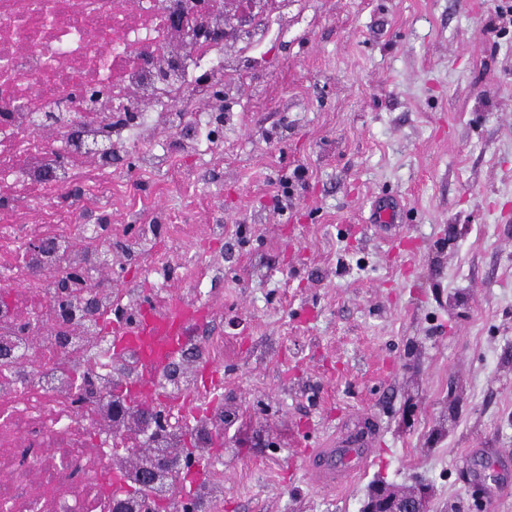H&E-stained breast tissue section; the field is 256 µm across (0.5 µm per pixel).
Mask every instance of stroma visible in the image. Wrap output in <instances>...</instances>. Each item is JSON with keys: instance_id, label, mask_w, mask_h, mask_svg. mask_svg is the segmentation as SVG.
Returning a JSON list of instances; mask_svg holds the SVG:
<instances>
[{"instance_id": "obj_1", "label": "stroma", "mask_w": 512, "mask_h": 512, "mask_svg": "<svg viewBox=\"0 0 512 512\" xmlns=\"http://www.w3.org/2000/svg\"><path fill=\"white\" fill-rule=\"evenodd\" d=\"M239 66L222 156L179 131L152 174L114 156L109 216L224 227L157 237L168 289L221 266L223 512H361L377 485L512 512V0H302ZM319 428L365 433L343 488L304 467Z\"/></svg>"}]
</instances>
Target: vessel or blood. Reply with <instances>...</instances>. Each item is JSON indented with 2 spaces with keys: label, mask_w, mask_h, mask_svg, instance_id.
Returning <instances> with one entry per match:
<instances>
[{
  "label": "vessel or blood",
  "mask_w": 512,
  "mask_h": 512,
  "mask_svg": "<svg viewBox=\"0 0 512 512\" xmlns=\"http://www.w3.org/2000/svg\"><path fill=\"white\" fill-rule=\"evenodd\" d=\"M210 317L208 306L187 302L177 292L163 304H156L149 290L143 291L133 313L115 315L112 320L114 355L135 351L149 373L147 379L128 386V394L135 400L157 404L159 398L153 376L177 352L184 337L192 329L207 324Z\"/></svg>",
  "instance_id": "vessel-or-blood-1"
}]
</instances>
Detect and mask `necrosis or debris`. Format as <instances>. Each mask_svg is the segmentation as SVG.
Returning a JSON list of instances; mask_svg holds the SVG:
<instances>
[{"instance_id":"4bbe7bcc","label":"necrosis or debris","mask_w":512,"mask_h":512,"mask_svg":"<svg viewBox=\"0 0 512 512\" xmlns=\"http://www.w3.org/2000/svg\"><path fill=\"white\" fill-rule=\"evenodd\" d=\"M290 0H0V96L12 107L0 111V344L22 359L0 369V512H114L118 500L129 512H157L156 495L138 492L139 470L127 451L145 434L118 406L130 396L141 362L130 352H112V316L137 306L133 286L92 283L113 239L126 238L121 224H99L102 212L119 206L110 168L93 161L84 143L135 150L153 156L152 130L177 129L179 107L204 103L201 90L172 71L185 60L194 76L236 88L235 65L286 15ZM189 11L206 27L223 29L211 39L187 37L171 19ZM153 52L151 67L134 65L133 47ZM77 123L81 147L67 164L47 138ZM75 235L62 232L63 223ZM48 240L45 251L32 250ZM84 283L69 311L56 304L58 283L72 275ZM197 362L179 378L161 372L159 392L174 396L165 427L153 445L177 458L186 430L203 433L195 451L208 468L190 500L193 512H221L224 470L215 465L211 436L224 426V406L204 407L189 418L180 404L200 383L196 365L224 364V339L189 343Z\"/></svg>"}]
</instances>
